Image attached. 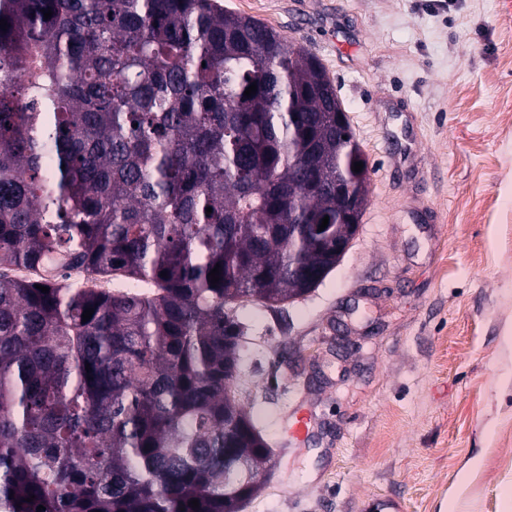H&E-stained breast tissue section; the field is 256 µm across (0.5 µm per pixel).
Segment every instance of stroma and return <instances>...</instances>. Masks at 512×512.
I'll return each instance as SVG.
<instances>
[{
  "instance_id": "obj_1",
  "label": "stroma",
  "mask_w": 512,
  "mask_h": 512,
  "mask_svg": "<svg viewBox=\"0 0 512 512\" xmlns=\"http://www.w3.org/2000/svg\"><path fill=\"white\" fill-rule=\"evenodd\" d=\"M221 2L319 58L370 169L324 282L238 308L233 390L272 450L242 512H506L512 0Z\"/></svg>"
}]
</instances>
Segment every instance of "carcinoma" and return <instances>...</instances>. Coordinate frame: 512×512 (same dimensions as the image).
I'll use <instances>...</instances> for the list:
<instances>
[{"mask_svg":"<svg viewBox=\"0 0 512 512\" xmlns=\"http://www.w3.org/2000/svg\"><path fill=\"white\" fill-rule=\"evenodd\" d=\"M1 18L0 512H241L271 452L232 390L236 307L318 288L339 260L312 222L368 203L336 90L218 0Z\"/></svg>","mask_w":512,"mask_h":512,"instance_id":"1","label":"carcinoma"}]
</instances>
